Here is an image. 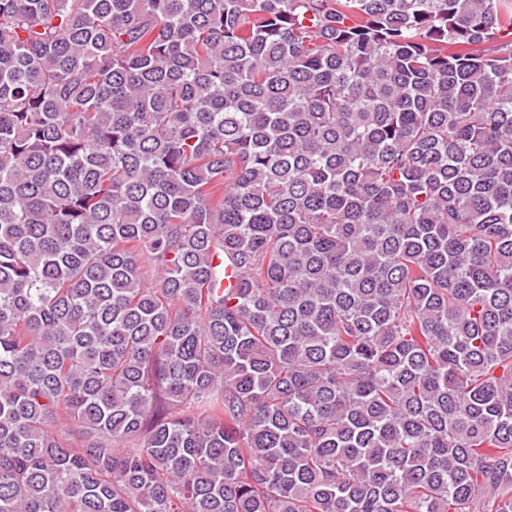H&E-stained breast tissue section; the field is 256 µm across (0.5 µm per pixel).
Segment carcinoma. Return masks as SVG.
<instances>
[{
	"instance_id": "1",
	"label": "carcinoma",
	"mask_w": 512,
	"mask_h": 512,
	"mask_svg": "<svg viewBox=\"0 0 512 512\" xmlns=\"http://www.w3.org/2000/svg\"><path fill=\"white\" fill-rule=\"evenodd\" d=\"M0 512H512V0H0Z\"/></svg>"
}]
</instances>
